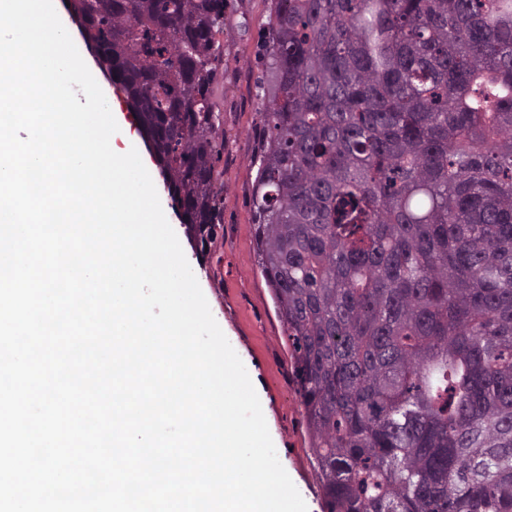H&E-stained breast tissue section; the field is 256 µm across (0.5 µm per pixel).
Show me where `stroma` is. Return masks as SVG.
Wrapping results in <instances>:
<instances>
[{
	"mask_svg": "<svg viewBox=\"0 0 512 512\" xmlns=\"http://www.w3.org/2000/svg\"><path fill=\"white\" fill-rule=\"evenodd\" d=\"M55 10L101 87L111 95L117 124L129 113L108 77L72 22L65 0H53ZM268 0H227L219 42L224 56L217 66L212 100L222 120L217 130L224 141L223 230L209 244H194L144 142L136 149L155 186L166 218L208 301L210 310L244 363L273 440L278 459L304 499L308 512H323L320 476L309 448L304 409L293 383L288 341L271 290L256 254L253 190L264 133L261 113L267 103L263 30Z\"/></svg>",
	"mask_w": 512,
	"mask_h": 512,
	"instance_id": "obj_1",
	"label": "stroma"
}]
</instances>
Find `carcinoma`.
Here are the masks:
<instances>
[{
	"instance_id": "cac0c4a2",
	"label": "carcinoma",
	"mask_w": 512,
	"mask_h": 512,
	"mask_svg": "<svg viewBox=\"0 0 512 512\" xmlns=\"http://www.w3.org/2000/svg\"><path fill=\"white\" fill-rule=\"evenodd\" d=\"M225 0H74L217 234ZM258 265L327 512H512V0H270Z\"/></svg>"
}]
</instances>
